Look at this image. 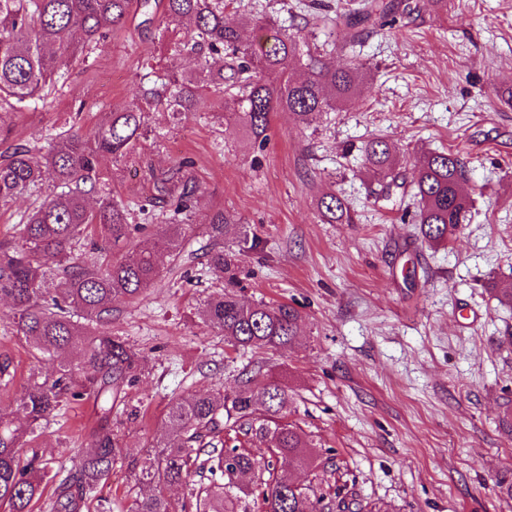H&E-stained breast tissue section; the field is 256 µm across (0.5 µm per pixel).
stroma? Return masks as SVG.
<instances>
[{"label":"stroma","mask_w":512,"mask_h":512,"mask_svg":"<svg viewBox=\"0 0 512 512\" xmlns=\"http://www.w3.org/2000/svg\"><path fill=\"white\" fill-rule=\"evenodd\" d=\"M361 0H225V16L265 14L316 32L347 60L337 14ZM420 16L397 18L356 49L365 87L339 112L301 121L274 113L265 147L228 121L198 114L173 123L153 112L132 158L100 161L115 198L154 197L156 178L184 158L201 195L199 213L235 218L224 238L258 246L238 252L242 301L285 303L301 315L287 351H241L205 326L200 309L224 280L165 273L145 296L116 304L109 329L144 362L112 411L126 456L99 492L112 512L146 494L128 465L165 433L169 403L233 390L263 366L294 396L284 421L298 426L319 466L296 475L325 496L343 491L370 512H512V306L494 289L512 283V0H421ZM157 28L139 8L73 64L30 109L0 104L14 144L75 128L91 134L120 109L143 75L165 64ZM381 137L412 176L423 150L458 154L474 200L468 224L440 247L414 224L412 196L383 198L360 152ZM335 192L352 224L323 223L316 207ZM13 378L0 385V413H16L30 375L51 381L57 363L37 356L0 303V357ZM97 424L93 401L64 402L34 437L58 450L54 469L75 472Z\"/></svg>","instance_id":"obj_1"}]
</instances>
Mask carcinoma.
<instances>
[{"mask_svg": "<svg viewBox=\"0 0 512 512\" xmlns=\"http://www.w3.org/2000/svg\"><path fill=\"white\" fill-rule=\"evenodd\" d=\"M131 5L132 0H0V101L25 110L58 82L62 68L88 55L121 27ZM140 6L161 13L162 33H174L168 66L142 84L120 111L109 113L93 135L70 130L49 137L36 155L20 144L0 152L1 205L38 192L47 183L56 188L27 211L17 238L0 241V299L10 300L17 333L40 354L53 357L69 350L80 360L78 365L71 360L59 363L58 376L50 384L32 377L18 416H0V507L6 512H32L42 499L55 455L37 450L25 455L22 448L65 399H94L100 423L76 473L55 488L50 512H83L91 495L109 480L122 454L112 429V408L124 385L133 380L142 355L113 336L106 324L114 305L137 299L155 285L164 269L162 252L192 262L200 250L207 268L224 276V289L203 301L202 315L232 344L282 351L297 335L300 314L294 308L239 300L243 284L235 254L224 249L231 216L221 209L212 212L202 233L204 244L186 249L190 240L185 226L194 221L198 187L184 171V162L157 181V191L170 204L162 245L113 260L104 268L80 260L75 251L91 228L100 231V241L93 243L99 252L127 245L145 229L133 223L132 210L107 190L100 158L127 160L148 132L149 112L160 108L180 123L203 108L206 94L224 97L226 81L238 88L233 99L238 125L260 147L267 140L273 113L289 111L305 121L316 113L340 110L361 94L359 65L352 61L330 65L309 53L304 77L294 78L290 67L300 56V34L274 19L250 14L238 24L230 23L224 16V0H140ZM418 9L412 0H365L355 15L344 18L350 43L383 29L392 14L410 16ZM245 25L262 31L258 41L243 39ZM185 55L196 60L190 72L180 70ZM361 150L385 190L397 184L401 173L393 169L395 147L376 137L364 142ZM465 172L455 154L428 151L418 157L413 185L422 208L415 223L425 241L446 242L468 222L471 198L462 187ZM317 207L329 224L354 223L350 206L333 193L322 195ZM56 279L57 288H50ZM291 402L288 389L260 371L231 393L172 402L166 415L167 437L157 441V452L141 458L134 473L137 483L151 486L152 493L134 500L130 512H187V505H177L168 491L189 485L203 471L212 476L224 472V432H255L275 448L280 466L269 463L268 478L238 487L245 495L261 496L266 512L361 509V504L344 498L332 506L324 496L298 488L294 472L314 470L318 464L297 428L280 420ZM258 411L265 422L255 429ZM231 460L230 467L246 480L260 468L245 452L233 454ZM195 500L196 512H236V502L222 484L199 487Z\"/></svg>", "mask_w": 512, "mask_h": 512, "instance_id": "carcinoma-1", "label": "carcinoma"}]
</instances>
